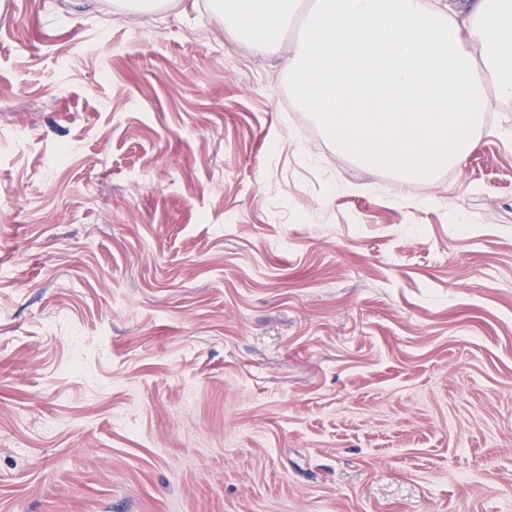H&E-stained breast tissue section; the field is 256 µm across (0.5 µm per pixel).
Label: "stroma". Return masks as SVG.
Wrapping results in <instances>:
<instances>
[{
	"mask_svg": "<svg viewBox=\"0 0 512 512\" xmlns=\"http://www.w3.org/2000/svg\"><path fill=\"white\" fill-rule=\"evenodd\" d=\"M214 0H0V512H512V102L372 171Z\"/></svg>",
	"mask_w": 512,
	"mask_h": 512,
	"instance_id": "obj_1",
	"label": "stroma"
}]
</instances>
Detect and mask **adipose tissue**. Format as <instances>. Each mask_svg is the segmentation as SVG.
I'll use <instances>...</instances> for the list:
<instances>
[{
  "instance_id": "ef3b65f1",
  "label": "adipose tissue",
  "mask_w": 512,
  "mask_h": 512,
  "mask_svg": "<svg viewBox=\"0 0 512 512\" xmlns=\"http://www.w3.org/2000/svg\"><path fill=\"white\" fill-rule=\"evenodd\" d=\"M228 17L273 49L295 16L300 107L370 168L429 179L464 160L488 94L512 101V0H231Z\"/></svg>"
}]
</instances>
